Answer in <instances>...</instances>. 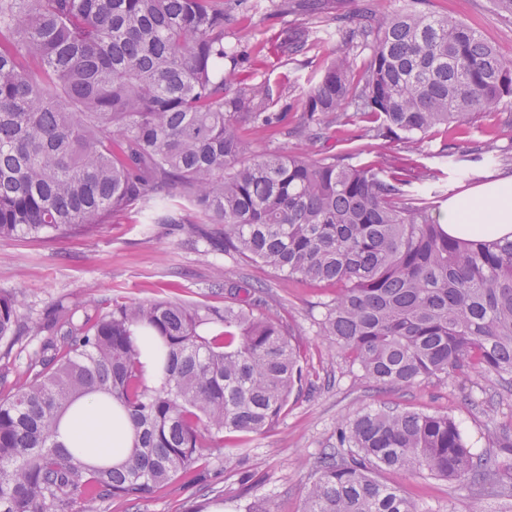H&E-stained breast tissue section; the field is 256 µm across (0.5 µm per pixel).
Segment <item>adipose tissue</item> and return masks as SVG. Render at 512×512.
I'll return each instance as SVG.
<instances>
[{"label": "adipose tissue", "instance_id": "adipose-tissue-1", "mask_svg": "<svg viewBox=\"0 0 512 512\" xmlns=\"http://www.w3.org/2000/svg\"><path fill=\"white\" fill-rule=\"evenodd\" d=\"M439 220L449 235L468 239H512V176L462 193L448 203ZM133 439L129 419L103 394L73 402L64 413L57 440L85 462L119 464Z\"/></svg>", "mask_w": 512, "mask_h": 512}]
</instances>
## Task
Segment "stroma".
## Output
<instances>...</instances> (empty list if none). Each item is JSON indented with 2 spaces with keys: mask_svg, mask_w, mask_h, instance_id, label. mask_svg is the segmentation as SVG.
<instances>
[{
  "mask_svg": "<svg viewBox=\"0 0 512 512\" xmlns=\"http://www.w3.org/2000/svg\"><path fill=\"white\" fill-rule=\"evenodd\" d=\"M426 7L473 27L495 49L512 54V16L498 13L492 0H428ZM239 49L245 75L300 87L330 51L329 46L315 45L283 65L274 55H253L248 43ZM507 118L504 112L479 115L465 130L436 131L417 150L362 136L356 126L329 132L315 148L324 155H342L356 145L363 149L358 157L362 163L390 164L405 174L418 165L437 170L440 176L433 189L437 206L443 208L473 187L512 175V138L502 133ZM487 145L498 161L481 154ZM223 231L220 224H158L153 211L135 207L90 234L0 239V295L17 298L21 313L20 332L0 342L3 394L41 342L35 324L53 321L63 308L82 318L93 303L118 294L141 301L172 297L220 308L225 282L243 287L261 282L267 286L270 309L300 335L306 379L277 424L265 433L239 437L240 448L233 452L223 443L206 440L202 480H176L135 503L116 498L101 512H247L250 505L267 499L277 502L279 512H302L318 457L336 443L338 422L383 406L454 417L469 447L476 452L485 448L488 418L463 399L462 391L472 385L493 388L494 378L471 373L433 378L407 389L372 387L315 333L313 321L320 315V302L331 296V287L296 283L256 263L209 250L208 238H220ZM380 478L401 487L419 512H471L475 503L442 479L394 470L381 472Z\"/></svg>",
  "mask_w": 512,
  "mask_h": 512,
  "instance_id": "stroma-1",
  "label": "stroma"
}]
</instances>
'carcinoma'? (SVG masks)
<instances>
[{
	"label": "carcinoma",
	"instance_id": "carcinoma-1",
	"mask_svg": "<svg viewBox=\"0 0 512 512\" xmlns=\"http://www.w3.org/2000/svg\"><path fill=\"white\" fill-rule=\"evenodd\" d=\"M407 0L375 8L344 34L325 0H304L307 22L274 50L290 61L336 44L303 88L320 140L337 124L417 148L437 128H466L512 109V55L473 28ZM217 0H0V238L93 232L133 206L160 205L157 224H222L224 254L302 284L336 286L314 320L379 389L451 374L494 376L482 406L512 395V241L464 240L440 224L426 169L405 189L397 171L255 150L248 134L288 135L273 108L283 83L239 73ZM373 54L362 71L358 50ZM176 195L192 205L179 213ZM0 296V341L19 325ZM47 333L26 378L0 397V512H98L201 476L198 429L222 438L271 428L303 377L294 335L253 296L223 309L178 300L113 298ZM143 334L162 380L145 383ZM102 392L127 412L132 448L118 466H90L56 441L60 415ZM488 449L467 448L447 415L381 408L336 430L321 453L303 512H418L376 474L426 472L477 497L512 499V426L487 424Z\"/></svg>",
	"mask_w": 512,
	"mask_h": 512
}]
</instances>
